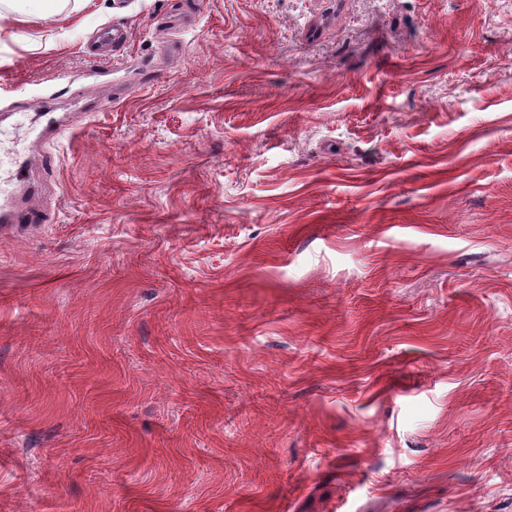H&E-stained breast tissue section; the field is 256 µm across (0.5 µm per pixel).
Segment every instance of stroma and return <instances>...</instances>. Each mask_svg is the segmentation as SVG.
Here are the masks:
<instances>
[{"instance_id":"stroma-1","label":"stroma","mask_w":512,"mask_h":512,"mask_svg":"<svg viewBox=\"0 0 512 512\" xmlns=\"http://www.w3.org/2000/svg\"><path fill=\"white\" fill-rule=\"evenodd\" d=\"M5 107L0 512H512V0H0ZM14 180L23 184L26 198L17 200L14 198H5L2 191L0 193V224L1 228L6 226H19L20 224H42L46 219L43 211L31 203L29 198V186L25 184V170L19 166L14 173Z\"/></svg>"}]
</instances>
